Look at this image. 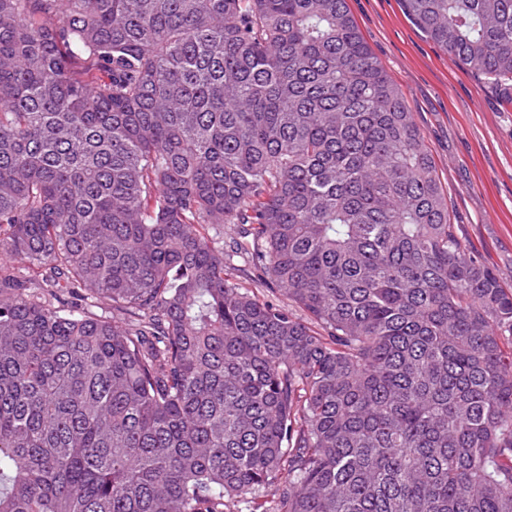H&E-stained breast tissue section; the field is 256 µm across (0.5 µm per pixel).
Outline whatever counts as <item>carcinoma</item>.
Returning a JSON list of instances; mask_svg holds the SVG:
<instances>
[{
	"instance_id": "1",
	"label": "carcinoma",
	"mask_w": 512,
	"mask_h": 512,
	"mask_svg": "<svg viewBox=\"0 0 512 512\" xmlns=\"http://www.w3.org/2000/svg\"><path fill=\"white\" fill-rule=\"evenodd\" d=\"M0 512H512V286L347 0H0Z\"/></svg>"
}]
</instances>
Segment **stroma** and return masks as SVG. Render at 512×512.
Wrapping results in <instances>:
<instances>
[{
    "mask_svg": "<svg viewBox=\"0 0 512 512\" xmlns=\"http://www.w3.org/2000/svg\"><path fill=\"white\" fill-rule=\"evenodd\" d=\"M348 6L404 93L454 223L512 285V84L459 65L414 23L403 0H348Z\"/></svg>",
    "mask_w": 512,
    "mask_h": 512,
    "instance_id": "stroma-1",
    "label": "stroma"
}]
</instances>
